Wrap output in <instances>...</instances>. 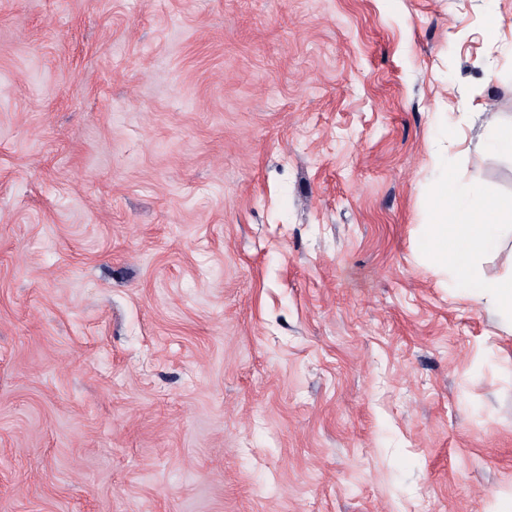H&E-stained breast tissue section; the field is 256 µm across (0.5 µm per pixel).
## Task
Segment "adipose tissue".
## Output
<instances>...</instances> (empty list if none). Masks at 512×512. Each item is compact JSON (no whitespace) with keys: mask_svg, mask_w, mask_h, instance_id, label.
<instances>
[{"mask_svg":"<svg viewBox=\"0 0 512 512\" xmlns=\"http://www.w3.org/2000/svg\"><path fill=\"white\" fill-rule=\"evenodd\" d=\"M428 209L430 222L418 241L423 257L448 274L449 287L476 289L500 324L512 329V273L486 278L476 271L478 260L497 252L503 235L512 231V197L488 190L478 194L445 179Z\"/></svg>","mask_w":512,"mask_h":512,"instance_id":"1","label":"adipose tissue"}]
</instances>
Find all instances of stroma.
<instances>
[{
	"mask_svg": "<svg viewBox=\"0 0 512 512\" xmlns=\"http://www.w3.org/2000/svg\"><path fill=\"white\" fill-rule=\"evenodd\" d=\"M512 0H0V512H512V334L417 250L512 196Z\"/></svg>",
	"mask_w": 512,
	"mask_h": 512,
	"instance_id": "35a3bbf8",
	"label": "stroma"
}]
</instances>
